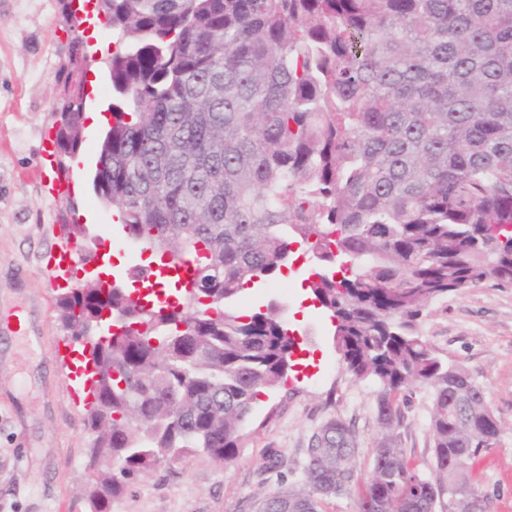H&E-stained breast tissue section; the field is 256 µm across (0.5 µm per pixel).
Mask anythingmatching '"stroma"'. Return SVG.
<instances>
[{
    "label": "stroma",
    "mask_w": 512,
    "mask_h": 512,
    "mask_svg": "<svg viewBox=\"0 0 512 512\" xmlns=\"http://www.w3.org/2000/svg\"><path fill=\"white\" fill-rule=\"evenodd\" d=\"M84 46L91 60L83 83L85 109L106 112L112 90L105 61L112 31L96 23ZM69 16L62 0H0V512H88L76 495L93 434L69 396L66 332L57 319L58 282L46 266L65 248L60 225L79 220L88 243H101L118 261L117 277L148 255L127 245L111 208L91 183L102 126L84 129L70 179L72 199L51 193L54 169L42 158L54 136L53 113L64 97L56 74L70 60ZM314 265L304 250L264 287L246 290L242 310L275 299L302 338L295 376L262 396L247 437L231 464L187 457L139 478L114 499L111 512H249L281 482L302 479L310 436L339 418L355 430L357 464L371 468L383 432L376 388L356 379L335 351L328 317L304 280ZM438 355L462 365L483 387L502 424L500 435L470 471L488 497V512H512V288L483 285L433 306L422 326ZM398 440L408 465L428 472L432 459L430 391L417 387L399 402ZM282 465L266 470L270 451Z\"/></svg>",
    "instance_id": "obj_1"
}]
</instances>
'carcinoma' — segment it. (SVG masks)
Listing matches in <instances>:
<instances>
[{
  "mask_svg": "<svg viewBox=\"0 0 512 512\" xmlns=\"http://www.w3.org/2000/svg\"><path fill=\"white\" fill-rule=\"evenodd\" d=\"M116 37L112 124L93 190L128 239L191 262L193 288L88 281L56 301L69 340L92 330V512L128 480L187 455L224 463L265 391L288 381L297 343L285 306L234 307L288 266L309 288L336 352L377 386L385 430L357 478L356 436L330 419L310 437L302 483L255 512H318L358 489L359 512H453L492 442L484 390L436 354L421 324L450 294L512 288V0H99ZM73 39L54 109L62 175L83 143ZM431 389L432 463L410 468L393 431L412 386ZM99 448L113 464L99 466Z\"/></svg>",
  "mask_w": 512,
  "mask_h": 512,
  "instance_id": "cac0c4a2",
  "label": "carcinoma"
}]
</instances>
